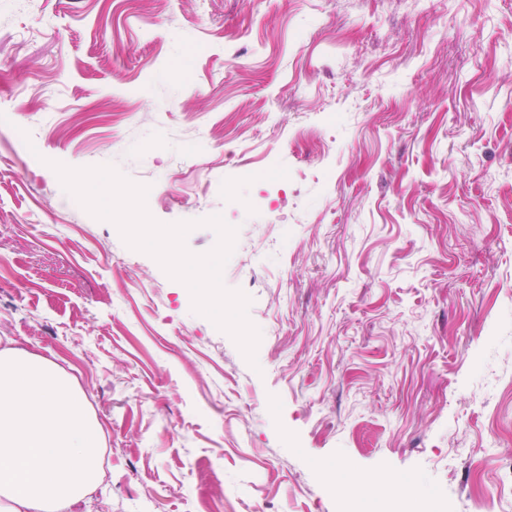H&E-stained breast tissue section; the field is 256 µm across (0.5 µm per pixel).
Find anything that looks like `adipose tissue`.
I'll return each instance as SVG.
<instances>
[{
  "label": "adipose tissue",
  "mask_w": 512,
  "mask_h": 512,
  "mask_svg": "<svg viewBox=\"0 0 512 512\" xmlns=\"http://www.w3.org/2000/svg\"><path fill=\"white\" fill-rule=\"evenodd\" d=\"M103 429L58 365L0 349V512H81L101 479Z\"/></svg>",
  "instance_id": "obj_1"
}]
</instances>
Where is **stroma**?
<instances>
[{
    "label": "stroma",
    "instance_id": "obj_1",
    "mask_svg": "<svg viewBox=\"0 0 512 512\" xmlns=\"http://www.w3.org/2000/svg\"><path fill=\"white\" fill-rule=\"evenodd\" d=\"M1 54L0 337L88 393L90 512H512V0H0ZM55 161L236 227L256 365ZM396 487L390 483H362L349 495V512H387L377 510L392 500Z\"/></svg>",
    "mask_w": 512,
    "mask_h": 512
}]
</instances>
